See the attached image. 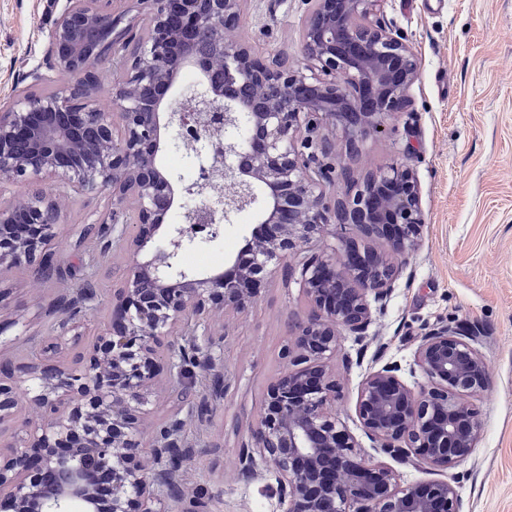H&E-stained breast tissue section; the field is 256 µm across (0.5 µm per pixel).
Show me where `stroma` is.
Masks as SVG:
<instances>
[{
    "label": "stroma",
    "instance_id": "1",
    "mask_svg": "<svg viewBox=\"0 0 512 512\" xmlns=\"http://www.w3.org/2000/svg\"><path fill=\"white\" fill-rule=\"evenodd\" d=\"M308 9V0H244V23L234 34L261 51L299 58ZM56 12L54 0H0V112L12 104L16 89L61 86L58 76L38 85L30 77L42 62ZM381 12L393 35L416 51L420 77L407 111L386 118L385 135L367 140L353 158L337 144L335 159L359 178L412 143L410 166L421 186L426 224L385 310L374 314L363 341L344 343V354L360 355V363L348 368L342 356L333 359L340 389L331 411L361 435L355 404L369 371L394 361L402 379L418 387L424 382L415 362L421 337L451 321L474 330L491 386L478 399L479 445L450 474L465 512H512V0H383ZM159 162L175 180L169 221L178 224L184 188L198 169L192 158L175 159L167 148ZM49 189L63 199V226L54 245L63 276L37 287L27 267L0 273L10 338H46L48 303L59 289L88 282L96 287L97 308L84 331L95 335L109 315L117 270L125 262L116 248L93 268L72 271L82 228L108 218L111 201L105 193H76L63 179ZM258 219V211L249 209L220 226L216 238L199 233L182 257L184 268L200 274L223 269L246 247ZM305 308L297 284L277 272L251 307L228 321L224 364L230 386L224 402L210 423L190 418L184 426L195 448L184 476L210 496V512H286L267 480L242 477L237 451L250 437L268 383L285 366L289 327Z\"/></svg>",
    "mask_w": 512,
    "mask_h": 512
}]
</instances>
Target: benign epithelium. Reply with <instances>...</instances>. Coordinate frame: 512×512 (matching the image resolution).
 Wrapping results in <instances>:
<instances>
[{
  "mask_svg": "<svg viewBox=\"0 0 512 512\" xmlns=\"http://www.w3.org/2000/svg\"><path fill=\"white\" fill-rule=\"evenodd\" d=\"M136 2L145 13L128 19L114 0H65L43 55L46 72L31 76L39 82L58 73L67 83L22 91L0 113V182L28 185L25 196L0 204V269L57 265L61 207L46 188L53 178L84 194L111 190V222L103 227L129 254L107 320L73 361L56 355L83 336L81 317L96 306L87 288L58 296L52 340L34 342L36 359L0 363V424L16 416L23 394L39 412L24 422L19 444L0 448V512H204L200 491L174 466L193 453L182 408L154 423L148 397L161 369L176 388L195 365L208 385L189 413L210 419L227 389L224 325L215 317L243 312L268 276L279 269L289 280L295 265L306 310L251 440L238 449L241 475H272L287 512H463L455 479L401 484L389 464L364 457L329 409L338 394L331 359L347 336L366 337L372 305H386L425 224L406 163L411 146L359 180L328 162L333 146L322 133L337 122L357 147L386 133L385 116L410 106L419 61L380 17L383 0H310L300 59L291 64L224 37L242 0ZM105 65L118 75L110 118L90 97ZM187 66L201 79L179 91ZM186 139L198 163L186 192L198 203L143 260L173 207L160 146ZM218 171L224 194L213 196L209 180ZM258 186L265 196L250 257L215 273L187 272L191 227L217 235L220 224L255 206ZM326 236L337 241L341 262L295 253L298 242ZM375 239L385 249L364 245ZM415 361L425 378L419 389L387 362L361 381L355 412L380 453L442 475L475 452L482 427L473 398L491 380L475 333L451 323L421 337ZM148 425L144 460L140 435Z\"/></svg>",
  "mask_w": 512,
  "mask_h": 512,
  "instance_id": "obj_1",
  "label": "benign epithelium"
}]
</instances>
